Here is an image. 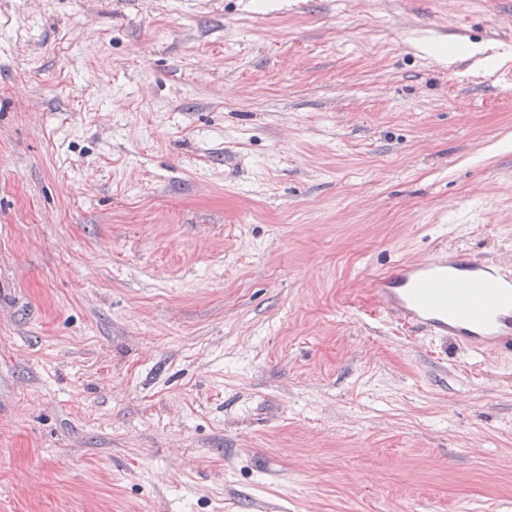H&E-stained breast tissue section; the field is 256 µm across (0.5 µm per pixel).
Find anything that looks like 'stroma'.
I'll return each instance as SVG.
<instances>
[{"instance_id": "obj_1", "label": "stroma", "mask_w": 512, "mask_h": 512, "mask_svg": "<svg viewBox=\"0 0 512 512\" xmlns=\"http://www.w3.org/2000/svg\"><path fill=\"white\" fill-rule=\"evenodd\" d=\"M512 265V0H0V512H512V352L369 283Z\"/></svg>"}]
</instances>
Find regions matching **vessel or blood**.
Listing matches in <instances>:
<instances>
[{
  "label": "vessel or blood",
  "mask_w": 512,
  "mask_h": 512,
  "mask_svg": "<svg viewBox=\"0 0 512 512\" xmlns=\"http://www.w3.org/2000/svg\"><path fill=\"white\" fill-rule=\"evenodd\" d=\"M382 308L465 348L512 349V270L448 254L405 262L370 284Z\"/></svg>",
  "instance_id": "b4317fda"
}]
</instances>
